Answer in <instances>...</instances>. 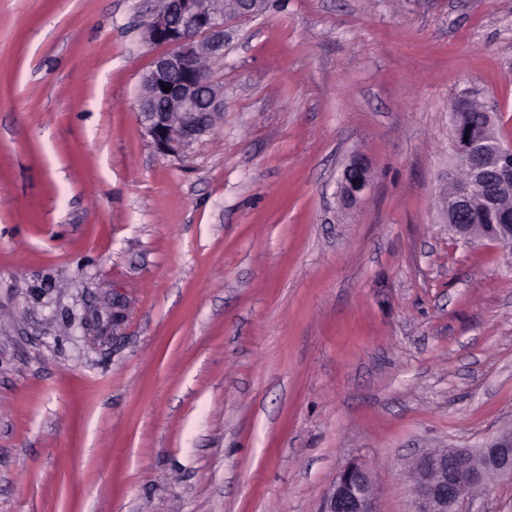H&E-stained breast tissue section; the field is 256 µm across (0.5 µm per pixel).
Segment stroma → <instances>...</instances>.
Segmentation results:
<instances>
[{"mask_svg": "<svg viewBox=\"0 0 512 512\" xmlns=\"http://www.w3.org/2000/svg\"><path fill=\"white\" fill-rule=\"evenodd\" d=\"M157 7L0 0V512H319L354 461L411 512L414 457L512 430V255L436 210L458 92L512 145V0L235 22L179 160ZM371 181L370 169L361 160L353 158L345 166L338 184V199L343 206L350 207L358 202Z\"/></svg>", "mask_w": 512, "mask_h": 512, "instance_id": "35a3bbf8", "label": "stroma"}]
</instances>
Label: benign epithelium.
I'll use <instances>...</instances> for the list:
<instances>
[{"label":"benign epithelium","instance_id":"obj_1","mask_svg":"<svg viewBox=\"0 0 512 512\" xmlns=\"http://www.w3.org/2000/svg\"><path fill=\"white\" fill-rule=\"evenodd\" d=\"M265 13V0H160L145 26L148 42L166 46L143 77L138 98L141 124L156 151L174 159L186 157L194 145L223 117L224 102L203 63L224 55L233 20H250ZM171 87L166 92L162 85ZM456 155L463 158L471 183L483 188L474 198L458 194L453 207L443 206L444 221L477 210L497 215L499 238L512 242V210L500 207L503 188L512 185V146L491 152L484 148L489 126L459 121L453 128ZM371 181L370 169L358 157L345 166L338 199L350 207ZM414 479L413 512H463L468 497L497 479L512 480V432L495 436L479 448H437L410 462ZM378 489L370 470L359 463L346 465L326 493L321 512H378Z\"/></svg>","mask_w":512,"mask_h":512}]
</instances>
